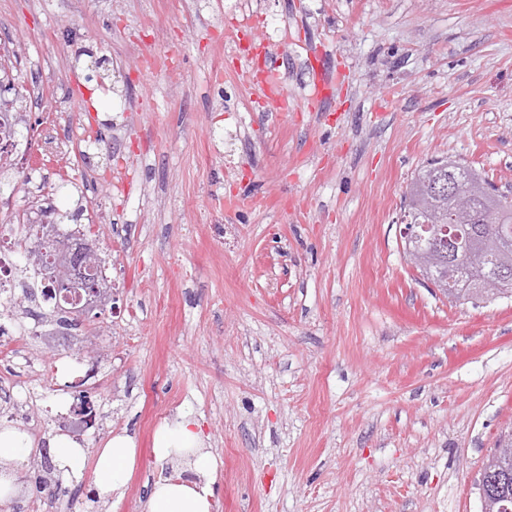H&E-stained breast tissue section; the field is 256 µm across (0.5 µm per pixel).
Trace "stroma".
<instances>
[{
	"mask_svg": "<svg viewBox=\"0 0 512 512\" xmlns=\"http://www.w3.org/2000/svg\"><path fill=\"white\" fill-rule=\"evenodd\" d=\"M283 19L293 106L267 116L211 78L238 27L227 0H0V65L54 66L29 119L63 94L62 122L109 144L46 162L41 194L69 166L113 283L93 329L0 318V423L46 452L84 391L77 447L137 448L121 499L92 471L19 464L0 512H143L193 468L153 453L180 410L216 461L213 512H482L512 432V300H448L399 230L430 159L512 189V0H261L251 29L268 41ZM313 49L343 76L322 106L303 94ZM61 350L79 372L47 370Z\"/></svg>",
	"mask_w": 512,
	"mask_h": 512,
	"instance_id": "obj_1",
	"label": "stroma"
}]
</instances>
